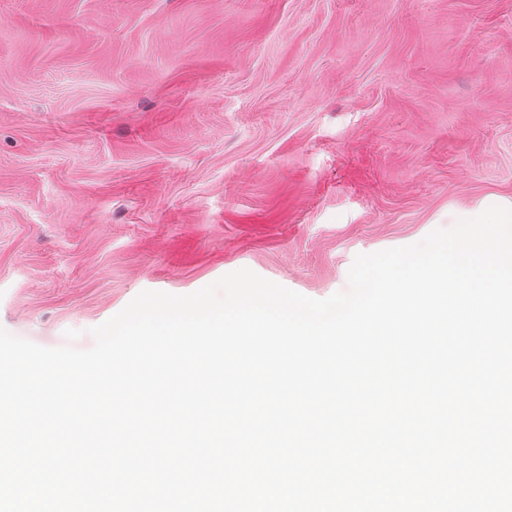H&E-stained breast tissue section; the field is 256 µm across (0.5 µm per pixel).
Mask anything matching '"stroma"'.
Listing matches in <instances>:
<instances>
[{"mask_svg": "<svg viewBox=\"0 0 512 512\" xmlns=\"http://www.w3.org/2000/svg\"><path fill=\"white\" fill-rule=\"evenodd\" d=\"M512 208V0H0V327L302 295Z\"/></svg>", "mask_w": 512, "mask_h": 512, "instance_id": "1", "label": "stroma"}]
</instances>
